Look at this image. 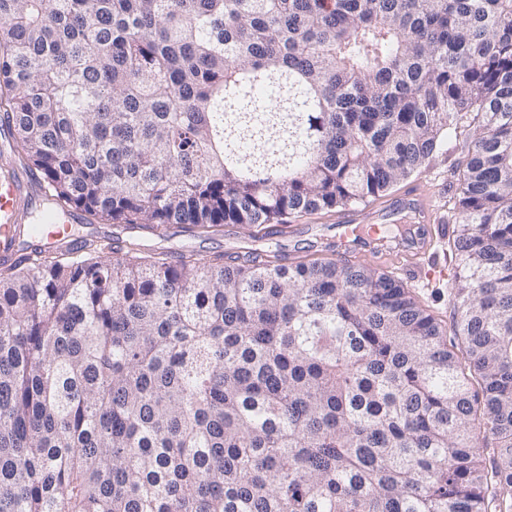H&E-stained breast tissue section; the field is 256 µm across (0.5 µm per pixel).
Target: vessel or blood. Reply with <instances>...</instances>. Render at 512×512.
<instances>
[{
  "mask_svg": "<svg viewBox=\"0 0 512 512\" xmlns=\"http://www.w3.org/2000/svg\"><path fill=\"white\" fill-rule=\"evenodd\" d=\"M39 179L32 173L14 172L8 154L0 155V259L16 261L23 258L21 241L24 225L33 212L45 206L44 194L38 186ZM402 206L416 208L426 218L416 241V249L405 253L386 246L375 236L366 235L364 228L371 221L370 216L361 211L345 210L337 221L339 239L343 253H350L357 246H372L374 252L387 258L391 263L404 265L414 270L421 269L429 247L433 241V227L428 220L433 213L432 198L427 194L402 199Z\"/></svg>",
  "mask_w": 512,
  "mask_h": 512,
  "instance_id": "1",
  "label": "vessel or blood"
}]
</instances>
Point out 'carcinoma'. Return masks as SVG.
Instances as JSON below:
<instances>
[{"label":"carcinoma","instance_id":"cac0c4a2","mask_svg":"<svg viewBox=\"0 0 512 512\" xmlns=\"http://www.w3.org/2000/svg\"><path fill=\"white\" fill-rule=\"evenodd\" d=\"M0 126L129 232L0 263V512H512V0H0ZM461 130L447 327L139 235L365 206Z\"/></svg>","mask_w":512,"mask_h":512}]
</instances>
